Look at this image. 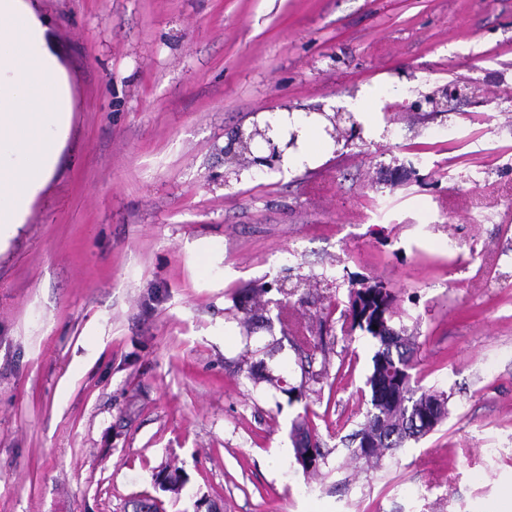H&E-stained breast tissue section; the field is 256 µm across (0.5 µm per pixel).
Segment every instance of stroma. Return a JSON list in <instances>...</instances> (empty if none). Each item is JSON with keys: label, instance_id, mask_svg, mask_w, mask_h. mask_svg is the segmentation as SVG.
Masks as SVG:
<instances>
[{"label": "stroma", "instance_id": "obj_1", "mask_svg": "<svg viewBox=\"0 0 512 512\" xmlns=\"http://www.w3.org/2000/svg\"><path fill=\"white\" fill-rule=\"evenodd\" d=\"M70 135L0 253V512H504L512 499V0H31ZM480 96L411 102L451 82ZM389 90L315 167L224 180L258 114ZM213 259L200 267L194 243ZM416 329L433 432L371 461L341 439L378 348L346 281ZM281 280L307 354L284 335ZM302 386L289 399L283 385ZM328 455L303 471L291 428ZM178 472L182 492L160 490Z\"/></svg>", "mask_w": 512, "mask_h": 512}]
</instances>
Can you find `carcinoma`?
<instances>
[{
    "mask_svg": "<svg viewBox=\"0 0 512 512\" xmlns=\"http://www.w3.org/2000/svg\"><path fill=\"white\" fill-rule=\"evenodd\" d=\"M396 296L381 282L362 280L359 287L350 288L348 309L343 317L350 328L367 333L378 342L372 357V372L367 379L370 399L365 420L353 435V456L379 458L384 451L402 448L410 440H417L434 431L447 417V399L430 391L417 392L412 386L413 335L407 328L395 330L391 321L396 314ZM294 339L301 347L314 351L321 337L309 334L299 326H292ZM295 458L303 469H308L306 458H313V468L325 460L319 443L311 446L307 423L293 427Z\"/></svg>",
    "mask_w": 512,
    "mask_h": 512,
    "instance_id": "carcinoma-1",
    "label": "carcinoma"
}]
</instances>
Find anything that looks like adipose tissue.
Masks as SVG:
<instances>
[{"instance_id": "obj_1", "label": "adipose tissue", "mask_w": 512, "mask_h": 512, "mask_svg": "<svg viewBox=\"0 0 512 512\" xmlns=\"http://www.w3.org/2000/svg\"><path fill=\"white\" fill-rule=\"evenodd\" d=\"M70 96L67 77L27 0H0V252L22 231L29 209L55 174L69 127L58 109ZM284 170L302 169L331 153L326 115L264 112Z\"/></svg>"}]
</instances>
